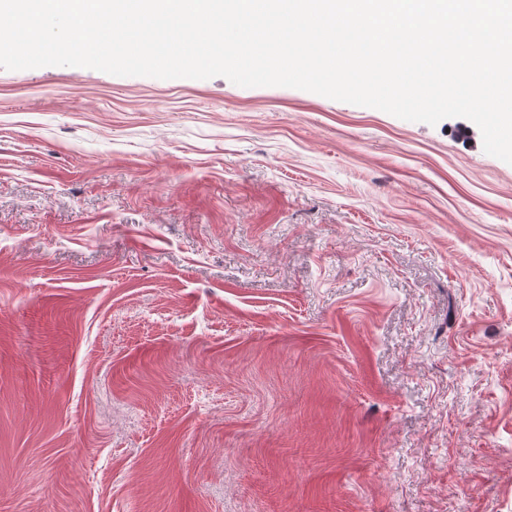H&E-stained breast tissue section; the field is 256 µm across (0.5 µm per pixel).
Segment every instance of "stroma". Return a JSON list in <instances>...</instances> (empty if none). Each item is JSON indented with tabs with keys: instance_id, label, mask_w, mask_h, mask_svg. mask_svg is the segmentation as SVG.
Returning <instances> with one entry per match:
<instances>
[{
	"instance_id": "1",
	"label": "stroma",
	"mask_w": 512,
	"mask_h": 512,
	"mask_svg": "<svg viewBox=\"0 0 512 512\" xmlns=\"http://www.w3.org/2000/svg\"><path fill=\"white\" fill-rule=\"evenodd\" d=\"M0 512H512V165L464 118L0 69Z\"/></svg>"
}]
</instances>
